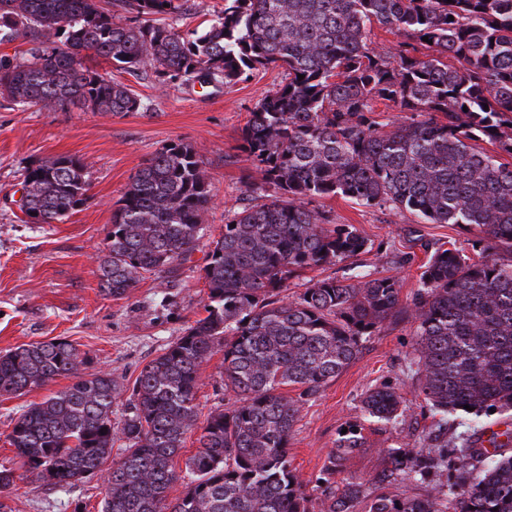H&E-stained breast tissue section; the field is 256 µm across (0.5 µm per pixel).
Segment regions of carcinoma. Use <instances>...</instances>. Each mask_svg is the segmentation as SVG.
Wrapping results in <instances>:
<instances>
[{
  "mask_svg": "<svg viewBox=\"0 0 512 512\" xmlns=\"http://www.w3.org/2000/svg\"><path fill=\"white\" fill-rule=\"evenodd\" d=\"M116 2L129 21L100 0H0V43H30L19 61L0 64V98L22 109L139 110L131 89L90 68L91 58L134 77L150 70L161 85L228 88L268 68L283 80L243 128L240 150L254 170L245 185L257 203L227 212L210 241L205 316L144 366L121 428L112 424L120 387L108 372H84L91 360L74 343L0 355V397L73 377L13 420L7 438L25 472L59 488L102 473V512H512L509 427L493 434L491 451L470 435L451 449L390 448L381 470L357 479L345 475L362 447L350 426L327 455L317 497L288 452L304 406L401 311L416 323L418 389L430 410L512 409V263L483 245L488 236L512 251V0H224L201 33L180 29V0ZM376 26L400 36L393 49L373 46ZM379 103L404 116L382 121ZM24 185V214L40 224L62 223L91 200L87 164L72 156L30 165ZM332 196L477 228L478 258L437 248L406 304L399 279L369 274L318 279L289 298L291 278L368 252L354 225L314 206ZM211 200L195 146L162 147L112 210L97 257L102 291L125 297L173 267L203 237ZM218 352L224 389L239 399L200 423V370ZM402 402L382 382L362 407L388 422ZM189 433L198 446L181 475L173 460ZM117 441L124 455L107 468ZM450 453L457 492L435 482ZM179 480L185 491L171 501ZM405 480L431 489L396 491ZM15 481L0 465V512H12L3 493Z\"/></svg>",
  "mask_w": 512,
  "mask_h": 512,
  "instance_id": "cac0c4a2",
  "label": "carcinoma"
}]
</instances>
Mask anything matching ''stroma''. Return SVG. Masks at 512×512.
Masks as SVG:
<instances>
[{"label":"stroma","mask_w":512,"mask_h":512,"mask_svg":"<svg viewBox=\"0 0 512 512\" xmlns=\"http://www.w3.org/2000/svg\"><path fill=\"white\" fill-rule=\"evenodd\" d=\"M112 73L142 100L143 109L123 116L78 108L21 111L0 101V353L30 342H73L89 355L91 370L109 372L120 383L112 416L119 424L143 367L204 314L202 274L209 239L221 232L225 212L251 202L245 187L249 164L239 149L242 130L257 101L278 88L281 75L272 68L260 70L225 88L160 85L146 76ZM178 140L197 147L210 177L214 198L203 217L210 236L170 270L140 281L128 296H106L96 254L112 223V206L140 165ZM59 155L88 165L91 199L64 222L26 223L20 209L24 169ZM316 205L336 223L359 229L369 250L355 257V264L376 277L398 278L407 299L417 291L421 267L435 249L451 243L468 255L477 236L470 227L428 224L408 213L340 197ZM415 329L403 313L386 320L362 340L357 358L306 404L289 442L303 480L319 477L341 429L349 425L362 427L363 446L348 461L347 472L364 478L381 469L387 449L451 442L477 427L512 423V410L480 418L460 411L440 425L417 390ZM381 382L398 387L403 397L398 416L389 422L367 418L362 410L366 389ZM69 383L61 376L21 396L0 397V465L14 456L7 440L12 419ZM235 400V393L224 388L223 356L215 354L202 367L198 415L207 417ZM101 499L102 477L96 473L66 489L24 477L7 503L13 512H100Z\"/></svg>","instance_id":"1"}]
</instances>
